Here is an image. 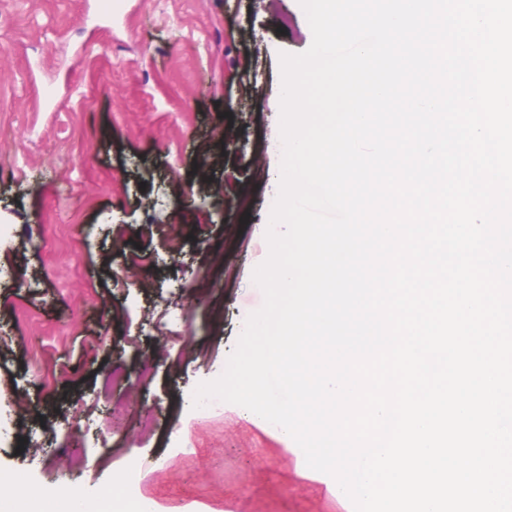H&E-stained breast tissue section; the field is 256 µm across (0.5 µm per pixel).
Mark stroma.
Wrapping results in <instances>:
<instances>
[{
	"instance_id": "35a3bbf8",
	"label": "stroma",
	"mask_w": 512,
	"mask_h": 512,
	"mask_svg": "<svg viewBox=\"0 0 512 512\" xmlns=\"http://www.w3.org/2000/svg\"><path fill=\"white\" fill-rule=\"evenodd\" d=\"M108 4L0 0V409L25 400L0 471L45 491L26 512H52L73 485L120 496L131 461L157 453L169 462L140 489L181 512H349L298 476L305 459L277 426L231 403L191 407L264 301L252 272L277 195L278 55L309 48L305 13L298 0H125L108 19Z\"/></svg>"
}]
</instances>
